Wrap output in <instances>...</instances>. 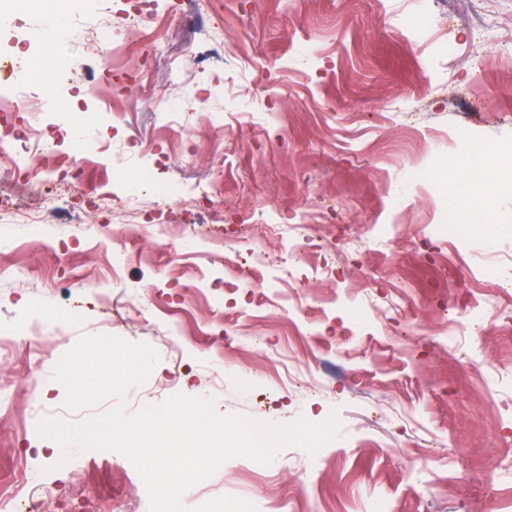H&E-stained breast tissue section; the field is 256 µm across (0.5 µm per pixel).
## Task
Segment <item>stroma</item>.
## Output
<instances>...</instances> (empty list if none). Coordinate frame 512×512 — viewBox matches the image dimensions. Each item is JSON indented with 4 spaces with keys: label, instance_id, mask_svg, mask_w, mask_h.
<instances>
[{
    "label": "stroma",
    "instance_id": "1",
    "mask_svg": "<svg viewBox=\"0 0 512 512\" xmlns=\"http://www.w3.org/2000/svg\"><path fill=\"white\" fill-rule=\"evenodd\" d=\"M55 2L88 82L0 71V92L67 104L16 124L87 127V166L64 140L56 175L90 220L42 246L0 214V335L37 333L0 349V492L24 474L42 512H150L128 458L79 449L61 467L37 433L43 418L112 407L66 408L52 378L82 336L108 335L158 354L126 414L178 393L270 423L339 414L316 454L286 447L260 470L230 458L188 507L512 512V212H494L495 246L449 235L436 163L475 141L512 149V0H154L157 32L139 46L116 35L106 71L83 27L97 0ZM46 27L45 9L0 0V60L36 67ZM212 33L220 54L187 64ZM177 91L189 141L168 131ZM44 192L0 160V197L25 209ZM259 201L274 225L255 223ZM125 202L130 260L116 275L110 223ZM196 229L217 239L183 255ZM296 232L299 262L267 266ZM474 309L484 319L450 342L448 317Z\"/></svg>",
    "mask_w": 512,
    "mask_h": 512
}]
</instances>
